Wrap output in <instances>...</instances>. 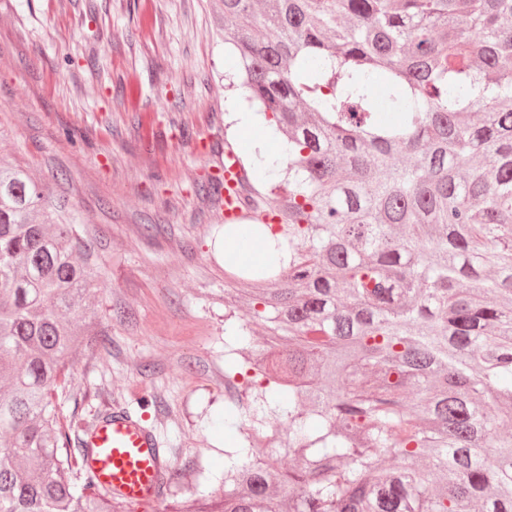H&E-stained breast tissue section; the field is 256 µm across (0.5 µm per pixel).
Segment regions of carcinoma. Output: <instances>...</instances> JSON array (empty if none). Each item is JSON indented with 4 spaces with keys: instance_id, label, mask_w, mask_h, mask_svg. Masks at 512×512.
Wrapping results in <instances>:
<instances>
[{
    "instance_id": "1",
    "label": "carcinoma",
    "mask_w": 512,
    "mask_h": 512,
    "mask_svg": "<svg viewBox=\"0 0 512 512\" xmlns=\"http://www.w3.org/2000/svg\"><path fill=\"white\" fill-rule=\"evenodd\" d=\"M216 20L228 87L288 145L240 187L279 270L224 272L264 284L277 356L224 336L242 442L184 512H512V0H217ZM83 232L0 161V512H118L55 409L101 335Z\"/></svg>"
}]
</instances>
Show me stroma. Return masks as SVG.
I'll list each match as a JSON object with an SVG mask.
<instances>
[{
	"label": "stroma",
	"mask_w": 512,
	"mask_h": 512,
	"mask_svg": "<svg viewBox=\"0 0 512 512\" xmlns=\"http://www.w3.org/2000/svg\"><path fill=\"white\" fill-rule=\"evenodd\" d=\"M213 0H0V159L19 160L91 231L104 260L89 310L104 345L82 349L60 415L96 424L114 406L152 429L179 492L197 470L219 492L224 448L221 212L195 193L221 174L230 72ZM132 87L129 100L114 88ZM176 123L184 135L154 141ZM70 128L73 140L60 137ZM162 225L147 236L141 225ZM157 395L142 409L132 392Z\"/></svg>",
	"instance_id": "obj_1"
}]
</instances>
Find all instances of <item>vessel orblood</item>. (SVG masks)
Returning a JSON list of instances; mask_svg holds the SVG:
<instances>
[{"label": "vessel or blood", "instance_id": "1", "mask_svg": "<svg viewBox=\"0 0 512 512\" xmlns=\"http://www.w3.org/2000/svg\"><path fill=\"white\" fill-rule=\"evenodd\" d=\"M244 173L233 147L224 150V220L240 219L243 209L234 191ZM84 444L91 448L89 464L95 482L112 488L128 502L140 504L159 498L168 470L156 435L124 410L113 409L90 429Z\"/></svg>", "mask_w": 512, "mask_h": 512}]
</instances>
